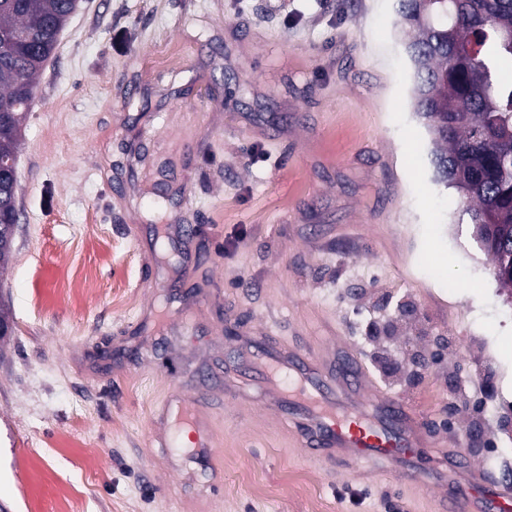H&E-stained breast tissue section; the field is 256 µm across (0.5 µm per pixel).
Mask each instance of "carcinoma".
I'll list each match as a JSON object with an SVG mask.
<instances>
[{"instance_id":"1","label":"carcinoma","mask_w":512,"mask_h":512,"mask_svg":"<svg viewBox=\"0 0 512 512\" xmlns=\"http://www.w3.org/2000/svg\"><path fill=\"white\" fill-rule=\"evenodd\" d=\"M73 0H0V163L14 162L36 80ZM408 26L411 108L433 145L437 184L466 200L463 213L491 265L512 269V0H394ZM18 181L0 173V214L18 210Z\"/></svg>"}]
</instances>
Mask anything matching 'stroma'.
Returning a JSON list of instances; mask_svg holds the SVG:
<instances>
[{
    "label": "stroma",
    "instance_id": "obj_1",
    "mask_svg": "<svg viewBox=\"0 0 512 512\" xmlns=\"http://www.w3.org/2000/svg\"><path fill=\"white\" fill-rule=\"evenodd\" d=\"M405 38L393 0H78L0 269L8 512H54L62 475L88 512H438L381 467L310 461L262 390L225 401L240 329L323 358L344 341L439 439L512 448V297L432 181ZM176 386L214 417L210 464L163 442Z\"/></svg>",
    "mask_w": 512,
    "mask_h": 512
}]
</instances>
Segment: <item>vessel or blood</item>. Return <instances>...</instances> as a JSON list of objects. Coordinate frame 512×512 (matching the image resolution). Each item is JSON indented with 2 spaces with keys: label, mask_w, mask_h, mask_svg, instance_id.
I'll use <instances>...</instances> for the list:
<instances>
[{
  "label": "vessel or blood",
  "mask_w": 512,
  "mask_h": 512,
  "mask_svg": "<svg viewBox=\"0 0 512 512\" xmlns=\"http://www.w3.org/2000/svg\"><path fill=\"white\" fill-rule=\"evenodd\" d=\"M241 342L254 350L253 379L293 407L297 443L310 456L396 462L404 479L431 489L447 485L443 512H512V486L494 480L468 452L457 449L446 462L420 463L436 445L424 414L380 389L350 348H337L335 361L326 363L309 353L267 349L254 336ZM184 416L195 434V455L208 462L215 454L211 418L196 408Z\"/></svg>",
  "instance_id": "vessel-or-blood-1"
}]
</instances>
